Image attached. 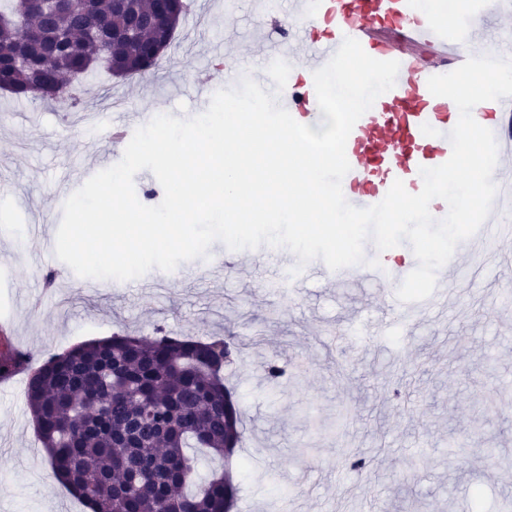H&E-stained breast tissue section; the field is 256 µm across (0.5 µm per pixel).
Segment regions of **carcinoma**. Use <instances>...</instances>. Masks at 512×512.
I'll return each mask as SVG.
<instances>
[{
    "label": "carcinoma",
    "instance_id": "obj_1",
    "mask_svg": "<svg viewBox=\"0 0 512 512\" xmlns=\"http://www.w3.org/2000/svg\"><path fill=\"white\" fill-rule=\"evenodd\" d=\"M187 14L186 0H92L46 12L45 0H0V89L56 100L104 69L124 79L153 68ZM132 44L112 38L130 17ZM233 337L205 341L162 328L116 333L50 355L27 381V406L51 468L90 512H235L243 413L224 378ZM205 458L224 468L200 477Z\"/></svg>",
    "mask_w": 512,
    "mask_h": 512
}]
</instances>
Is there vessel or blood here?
<instances>
[{"label":"vessel or blood","instance_id":"vessel-or-blood-1","mask_svg":"<svg viewBox=\"0 0 512 512\" xmlns=\"http://www.w3.org/2000/svg\"><path fill=\"white\" fill-rule=\"evenodd\" d=\"M288 15L292 33L289 39L272 42L270 56L291 66L279 102L299 123L315 119L313 73L331 59L344 38L359 41L375 59L400 64L395 86L376 99L347 139L350 170L342 180L346 200L357 207L377 204L397 180L409 192H420V167H435L450 158L448 134L459 118L455 103L433 96L427 81L471 57L479 28L469 26L449 35L415 0H289ZM472 115L494 133L499 156L511 157L512 136L506 128L512 125V97L474 107ZM494 179L498 193L491 214L463 241L462 249L471 255H496L508 267L512 253L500 251L497 243L512 235V214L503 205L512 196V178L498 167Z\"/></svg>","mask_w":512,"mask_h":512}]
</instances>
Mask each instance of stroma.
Masks as SVG:
<instances>
[{
    "mask_svg": "<svg viewBox=\"0 0 512 512\" xmlns=\"http://www.w3.org/2000/svg\"><path fill=\"white\" fill-rule=\"evenodd\" d=\"M204 21H183L158 67L133 81L101 75L80 104L69 92L47 106L0 94V327L34 361L122 329L165 328L207 339L232 334L241 352L232 381L245 440L235 473L237 512H498L512 499V272L480 263L444 315L412 303V321L366 344L395 292L370 280L307 276L297 292L272 288L278 253L233 251L221 267L189 260L152 269L151 294L102 280L97 292L36 250L33 229L55 237L61 184L79 189V166L119 162L109 125L142 114L201 113L193 83L218 63L228 24L249 29L252 0H208ZM55 273L56 284L45 277ZM343 336H336V329ZM299 382L272 386L267 360ZM470 450L449 456L451 445ZM311 446L308 457L298 450ZM368 468L343 467V449ZM0 512H88L60 484L37 439L26 385L0 386Z\"/></svg>",
    "mask_w": 512,
    "mask_h": 512,
    "instance_id": "1",
    "label": "stroma"
}]
</instances>
